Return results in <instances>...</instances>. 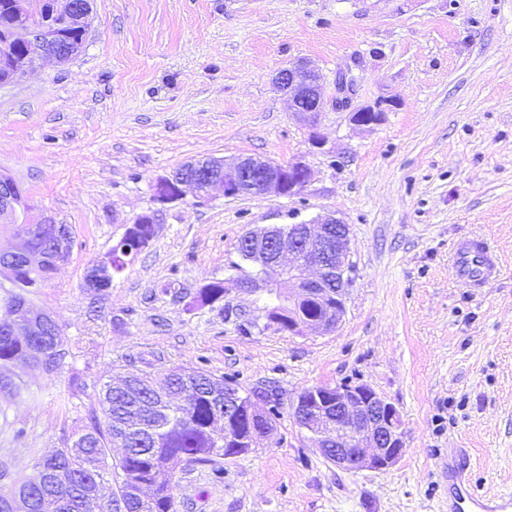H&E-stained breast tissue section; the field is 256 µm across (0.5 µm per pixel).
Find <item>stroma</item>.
Wrapping results in <instances>:
<instances>
[{"instance_id":"stroma-1","label":"stroma","mask_w":512,"mask_h":512,"mask_svg":"<svg viewBox=\"0 0 512 512\" xmlns=\"http://www.w3.org/2000/svg\"><path fill=\"white\" fill-rule=\"evenodd\" d=\"M300 61L324 78L313 130L273 83ZM341 73L354 104L383 102V123L337 109ZM239 156L311 177L291 197L154 195L187 161ZM0 170L73 238L27 293L59 324L64 366L0 371L14 383L0 392V490L88 424L105 382L201 368L274 392L280 418L247 456L183 466L176 512H448L452 448L478 490L512 495V0H94L76 58L0 86ZM150 212L158 236L88 295L89 267ZM331 214L354 265L335 333L245 335L223 305L193 306L235 274L243 233ZM464 237L499 252L491 286L458 283ZM356 381L401 417L406 453L384 472L336 467L291 416L304 389Z\"/></svg>"}]
</instances>
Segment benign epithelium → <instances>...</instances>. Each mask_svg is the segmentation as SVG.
Masks as SVG:
<instances>
[{
  "label": "benign epithelium",
  "instance_id": "benign-epithelium-1",
  "mask_svg": "<svg viewBox=\"0 0 512 512\" xmlns=\"http://www.w3.org/2000/svg\"><path fill=\"white\" fill-rule=\"evenodd\" d=\"M14 25L0 33V85L17 82L33 72L38 58L67 62L83 48L84 39H65L67 28L86 35L92 24L91 0H11ZM275 82L291 100L293 112L313 126L323 108L322 76L305 64H295L277 74ZM353 81L336 78V107L351 108L350 120L357 126L377 125L384 119L382 103L351 107ZM310 178V168L302 162L274 163L262 158L241 156L227 164L207 159L185 163L156 179L158 201L170 203L183 198L185 187L194 189L199 199L217 196L263 195L290 197L298 194ZM22 188L16 180L0 172V222L20 225L23 244L0 250V275L10 276L18 266H44L56 269L70 252V235L63 225L43 216L28 218L22 206ZM54 226L55 235L40 251H33L30 240L42 226ZM284 235L281 226L266 225L246 232L252 245V271L231 282L248 294L273 295L272 306L238 308V321L244 328L279 327L281 314H288V332L304 335L314 330L321 335L335 332L346 313V298L354 271L351 261L350 227L343 220L326 216L312 224L289 225ZM112 275V252L92 264L83 287L98 295L108 289ZM318 312H305L309 306ZM21 310L20 335L38 336L54 324L44 310L29 303ZM252 395L246 401L239 390L224 387V411L240 410L250 422L264 416ZM296 424L308 433L312 447L334 465L344 469L386 471L404 455L405 435L395 405L365 383L318 385L305 389L292 405ZM272 437L252 428L236 438L224 431V443L235 442L226 458L252 453L261 439Z\"/></svg>",
  "mask_w": 512,
  "mask_h": 512
}]
</instances>
